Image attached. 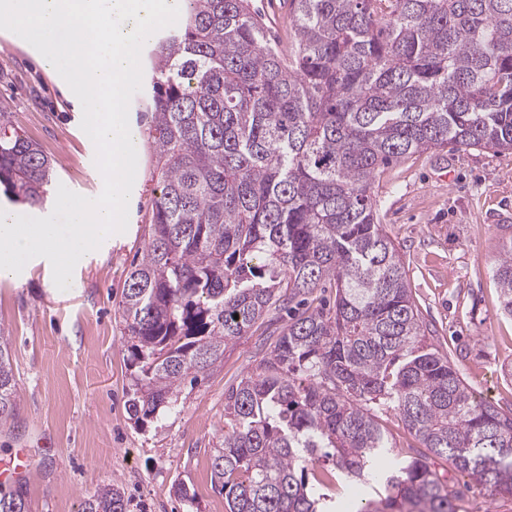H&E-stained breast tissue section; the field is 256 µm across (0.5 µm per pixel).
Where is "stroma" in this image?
Listing matches in <instances>:
<instances>
[{"mask_svg": "<svg viewBox=\"0 0 512 512\" xmlns=\"http://www.w3.org/2000/svg\"><path fill=\"white\" fill-rule=\"evenodd\" d=\"M271 42H295L289 0H252ZM140 132V171L128 226L59 290L48 265L21 282L0 281V330L10 338L19 398L0 422V466L26 451L29 512H79L100 487L120 488L127 512H224L211 458L224 437V393L259 373L273 338L257 321L229 341L224 359L181 385L173 409L143 425L127 411L135 367L118 303L139 257L160 192L147 91L130 103ZM0 115L39 144L55 183L95 191L94 146L60 75L35 50L0 37ZM377 216L399 251L428 343L447 354L478 395L512 407V317L499 310L492 270L512 235V153L456 145L412 154L385 168L372 187ZM185 483L193 500L176 492Z\"/></svg>", "mask_w": 512, "mask_h": 512, "instance_id": "obj_1", "label": "stroma"}]
</instances>
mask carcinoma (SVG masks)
I'll use <instances>...</instances> for the list:
<instances>
[{
  "label": "carcinoma",
  "mask_w": 512,
  "mask_h": 512,
  "mask_svg": "<svg viewBox=\"0 0 512 512\" xmlns=\"http://www.w3.org/2000/svg\"><path fill=\"white\" fill-rule=\"evenodd\" d=\"M295 47L267 38L250 0H184L149 52L155 167L141 259L118 304L145 423L224 359L256 321L274 329L261 372L224 394L212 486L225 512H458L444 459L512 497V409L481 399L426 343L397 248L370 190L386 167L448 143L512 150V0H291ZM52 164L0 119V187L43 203ZM512 316V235L493 268ZM319 288L332 304L311 308ZM0 336V421L15 410ZM421 450L405 463L370 403ZM323 461L332 469L311 472ZM373 481L347 506L334 482ZM0 512H27L23 486ZM82 512H126L102 487Z\"/></svg>",
  "instance_id": "cac0c4a2"
}]
</instances>
